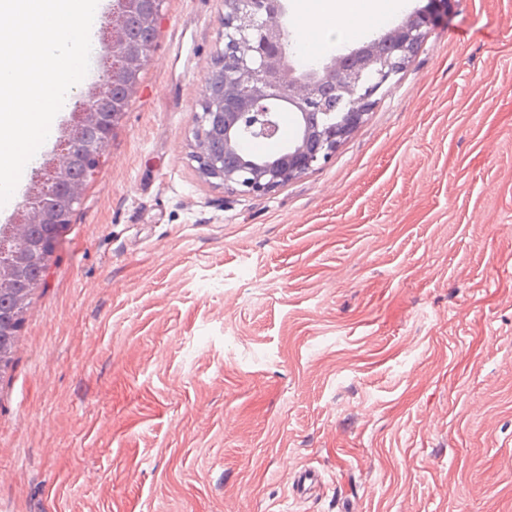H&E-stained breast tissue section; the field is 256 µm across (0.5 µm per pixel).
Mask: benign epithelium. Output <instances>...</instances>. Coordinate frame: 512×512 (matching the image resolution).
Returning <instances> with one entry per match:
<instances>
[{
    "instance_id": "7a95c632",
    "label": "benign epithelium",
    "mask_w": 512,
    "mask_h": 512,
    "mask_svg": "<svg viewBox=\"0 0 512 512\" xmlns=\"http://www.w3.org/2000/svg\"><path fill=\"white\" fill-rule=\"evenodd\" d=\"M451 0H427V6L382 35L383 51L351 53L295 75L284 47L286 0H224L226 52L215 59L200 104L193 155L199 174L226 189L268 194L326 163L361 126L376 97L396 75L397 60L428 38L435 16ZM164 0H120L105 16L100 31L105 49L102 79L93 85L75 113L78 130L59 139L53 158L40 169L23 205L21 223L0 228V336L17 334V319L29 292L25 272L53 252L95 170L101 144L110 140L123 116L124 103L113 90H137L136 78L155 44L130 37L131 24L157 32ZM136 10L133 23L120 12ZM288 103L297 122L295 138L274 159L231 165L227 155L251 140H277L281 113Z\"/></svg>"
}]
</instances>
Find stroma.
<instances>
[{
    "label": "stroma",
    "mask_w": 512,
    "mask_h": 512,
    "mask_svg": "<svg viewBox=\"0 0 512 512\" xmlns=\"http://www.w3.org/2000/svg\"><path fill=\"white\" fill-rule=\"evenodd\" d=\"M287 5L297 68L353 48ZM223 22L163 4L0 388V512H512V0L265 195L193 159Z\"/></svg>",
    "instance_id": "1"
}]
</instances>
